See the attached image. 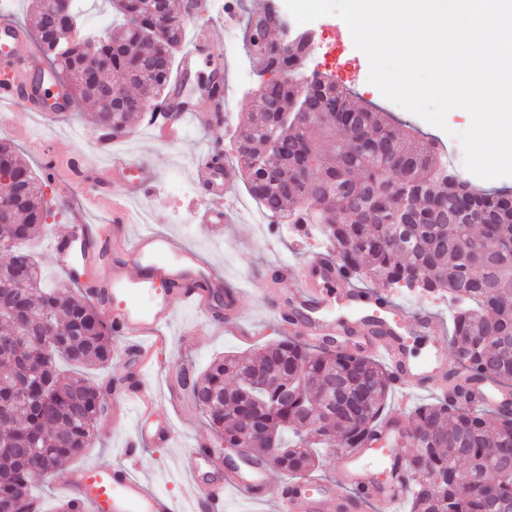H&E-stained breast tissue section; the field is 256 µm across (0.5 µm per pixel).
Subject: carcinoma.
<instances>
[{"label":"carcinoma","mask_w":512,"mask_h":512,"mask_svg":"<svg viewBox=\"0 0 512 512\" xmlns=\"http://www.w3.org/2000/svg\"><path fill=\"white\" fill-rule=\"evenodd\" d=\"M149 0H112L121 35L91 53L75 47L52 59L66 76L73 100L92 108L98 127L122 139L130 134L132 112L116 106L108 112L102 85L122 78L131 98L158 104L179 79L176 57L167 67L144 66L148 45L139 30L152 22ZM50 0H33L38 37L46 35ZM171 25L186 41V12L167 0ZM265 67L296 72L306 50V32L293 40L268 42L257 29L250 38ZM300 83L286 78L271 84L266 97L274 109L251 113L237 137L246 160L244 185L251 197L273 215L297 216V224H321L341 264L392 286L414 268L424 290L459 301L452 316V346L460 370L450 381L462 390L468 370H491L512 386V189L488 192L448 175L442 176L434 143L409 148L405 132L379 113L356 107L330 81L313 76L307 92L319 106V119L308 120L297 96ZM292 113L288 124L280 113ZM0 169L13 183L0 193V336L18 331L31 336L11 345L0 343V512H38L34 480L55 471L95 443L97 421L106 400L105 387L71 367L106 365L112 359V325L90 300L45 285L36 257L22 246L47 225L51 209L44 186L51 176L34 173L24 158L0 143ZM410 203L415 223L402 235L391 219L400 201ZM279 372L266 386L254 388L243 374ZM25 389H19L17 379ZM346 384L358 403L342 407L322 397L323 382ZM207 422L230 448L242 443L238 418L258 411L265 439L248 451L290 476L320 467L317 448L363 447L382 419L391 389L389 373L371 359L310 347L292 337L254 357L225 355L202 377L183 375ZM298 389L284 404L280 394ZM414 432L431 439L418 443L408 459L407 501L410 512H512V472L499 469L512 452V418L497 415L490 428L483 413L463 410L441 399L419 406L412 415Z\"/></svg>","instance_id":"obj_1"}]
</instances>
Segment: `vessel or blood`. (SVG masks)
I'll return each mask as SVG.
<instances>
[{
	"mask_svg": "<svg viewBox=\"0 0 512 512\" xmlns=\"http://www.w3.org/2000/svg\"><path fill=\"white\" fill-rule=\"evenodd\" d=\"M26 106L29 111L55 113L70 120L71 99L65 83L46 76L31 51L24 30L7 13H0V107ZM224 95H210L207 108L195 109L182 86H175L154 121L157 140L176 143L185 135L187 121L213 126L223 118ZM215 144L200 153L193 170L204 185L207 204L199 211L203 224H233L234 209L224 201V184L230 169L217 161ZM73 178L61 183L59 193L69 197L79 191H107L112 181L126 183L131 190L149 196L152 170L128 159H115L110 170L101 171L84 158L73 163ZM128 208L113 210L110 238H100L84 209L72 210L73 232L53 239L54 265L69 271L75 256L90 266L104 265L109 274L94 283L91 295L112 323L113 334L122 340V355L135 375H142L148 361L156 357V341L173 317L177 303L204 309L210 324L234 335H243L233 301L223 312H215L213 298L226 293L230 283L215 276L200 262L197 252L175 238L143 228L129 232ZM280 285H292V316H280L278 325L289 336H310L323 341L339 337L343 348L379 354L390 366V377L401 396L417 390L438 391L450 369L448 356L438 343L448 335L447 323L434 312L420 308L406 313L374 292L348 285L337 258L323 256L308 269L280 265L272 270ZM417 336L436 341L424 357L411 353L409 342ZM123 402L141 408L130 449L151 444L168 446L174 437L169 420L157 418L146 389L129 385L121 390ZM460 402L483 405L496 411L512 409V391L484 374L470 375L458 394ZM411 432L402 415L387 416L376 428L366 447L342 452L336 480L323 482L310 476L288 483L281 512H364L374 501L395 506L406 495L407 476L402 451ZM268 467L245 461L230 466L223 476L193 484V512H224V492L232 489L249 499L265 491ZM61 494L76 512H178L175 498L155 491L134 476L130 467L94 464L68 470L58 481Z\"/></svg>",
	"mask_w": 512,
	"mask_h": 512,
	"instance_id": "1",
	"label": "vessel or blood"
}]
</instances>
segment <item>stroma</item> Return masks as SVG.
Masks as SVG:
<instances>
[{
    "label": "stroma",
    "mask_w": 512,
    "mask_h": 512,
    "mask_svg": "<svg viewBox=\"0 0 512 512\" xmlns=\"http://www.w3.org/2000/svg\"><path fill=\"white\" fill-rule=\"evenodd\" d=\"M207 19L213 32V51L193 72L189 88L197 103H204L201 84L212 73L223 72L225 59H232L234 69L226 124L213 129L188 125L183 142L168 146L156 143L153 131L141 117L136 116L130 123L126 156L153 167L155 171V191L144 202L154 229L198 251L224 278L242 283L243 291L238 303L243 313V325L248 328L252 324H260L264 333L247 341L213 330L202 311L193 306L177 307L172 322L166 327L162 351L165 365L149 370L145 381L155 399V412L172 421L175 439L167 447L139 450L135 466L155 489L178 499L182 498L188 485L187 448L198 441L207 442L214 448L215 463L210 468L214 475L223 472L226 461L237 457L238 452L219 442L191 397H176L172 393L173 388L178 387L183 372L202 373L215 357L229 352L242 355L280 341L282 334L276 319L279 311L288 310V299L283 296L275 302L270 300V283L266 277L260 276V269L278 263L303 266L332 249L331 243L313 227L298 229L283 218L268 225L262 235L258 234L254 224L247 221L222 226L199 223L195 209L202 206L206 192L194 182L191 169L200 148L210 142L221 143L226 162L232 167H239L235 134L241 120L248 113L260 109V100L254 89L261 69L255 64L252 53L244 51L238 30L225 26L223 10H208ZM311 30L315 51L305 61L303 72L324 73L339 88L351 93L354 103L375 105L379 110L391 113L402 130L417 129L419 139L434 138L445 144L448 151L460 150L456 134L466 128L463 119L449 120V128L444 131L385 99L374 85L368 83V61L355 48L347 25L340 18L323 17L312 25ZM97 137L96 116L82 104L78 105L75 118L68 125L45 123L36 113L21 108L0 111V142L17 147L34 172H42L45 161L53 160L57 165V176L63 180L71 176L75 156H83L92 164L98 163V156L89 150L90 141ZM176 169L184 178L178 190L174 189L170 179ZM44 192L55 217L36 239L29 241L28 247L37 255L47 285L75 292L84 283L106 276L107 269L99 266L88 270L78 262L74 265V274L69 275L53 265L48 250L49 240L51 235L68 233L69 204L57 194L54 184H47ZM117 409L116 403H108L101 421L109 425V432L100 434L93 447L68 461V468L127 462L125 446L135 431V422L130 414L115 418ZM287 480L286 474L271 469L262 499L251 501L236 492H228L225 512H277Z\"/></svg>",
    "instance_id": "obj_1"
}]
</instances>
